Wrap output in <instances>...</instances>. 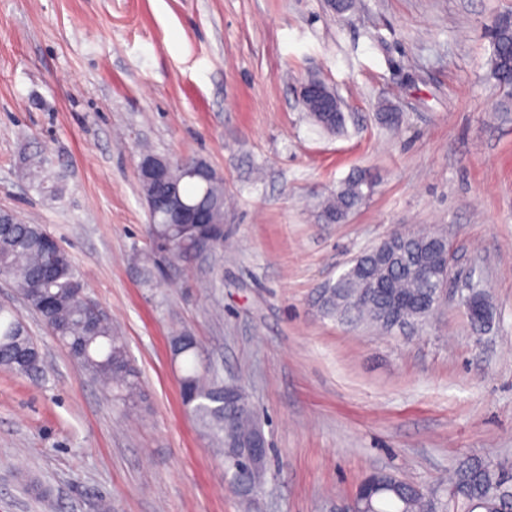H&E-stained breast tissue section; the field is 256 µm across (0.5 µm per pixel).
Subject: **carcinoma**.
Wrapping results in <instances>:
<instances>
[{"label":"carcinoma","instance_id":"carcinoma-1","mask_svg":"<svg viewBox=\"0 0 512 512\" xmlns=\"http://www.w3.org/2000/svg\"><path fill=\"white\" fill-rule=\"evenodd\" d=\"M493 53L491 71L502 85H512V21L496 26L491 33ZM28 178L41 189L58 197L56 184L61 176L49 158L35 153L24 158ZM169 181L177 185L181 197L190 204L212 210L224 219V183L219 179L209 186L183 176L179 166L170 172ZM370 179L363 173L346 179L323 204L325 217L341 222L343 215L365 198ZM7 224L0 228V275L11 280L27 305L40 315L49 333L69 350L72 358L124 407L134 405L142 394L138 371L131 364L126 345L112 327L109 313L87 292L85 283L69 252L58 245L48 247L49 233L41 224H32L11 210L0 212ZM146 247L131 255V264L145 288L175 276L181 263L206 259L224 250V225L213 224L210 250L203 256L196 252V229L189 224H164L159 215L149 214ZM373 273L393 281L371 297L358 299L362 278ZM438 284L410 279L399 266L389 268L379 262L377 249L362 253L347 277L324 288L319 297L321 312L340 321L366 323L387 332L386 312L395 304L401 319L413 330L425 324L434 309ZM478 299L484 314L468 317L479 333L494 321V310L484 291ZM172 349L181 362L179 382L183 401L212 446L229 452L246 448L260 430L256 416L239 412L224 399V383L203 375L201 346L195 336L181 331L172 337ZM41 353L25 326L7 307H0V367L21 376L42 370ZM499 468L491 461H460L448 479V486L425 494L416 485L394 473L379 477L382 484L374 496V512H512V486H502Z\"/></svg>","mask_w":512,"mask_h":512}]
</instances>
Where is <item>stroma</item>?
I'll return each mask as SVG.
<instances>
[{"label":"stroma","instance_id":"stroma-1","mask_svg":"<svg viewBox=\"0 0 512 512\" xmlns=\"http://www.w3.org/2000/svg\"><path fill=\"white\" fill-rule=\"evenodd\" d=\"M512 0H0V208L71 254L143 376L113 403L8 279L37 377L0 368V512H329L370 472L434 488L465 458L512 471V86L489 28ZM343 104L329 132L299 93ZM395 123H385L382 107ZM205 159L224 180V253L157 288L139 150ZM64 174L39 191L21 158ZM375 187L340 224L321 204L352 173ZM446 236L496 319L475 334L456 292L421 330L324 316L321 288L396 230ZM241 386L271 448L241 507L188 414L174 332Z\"/></svg>","mask_w":512,"mask_h":512}]
</instances>
